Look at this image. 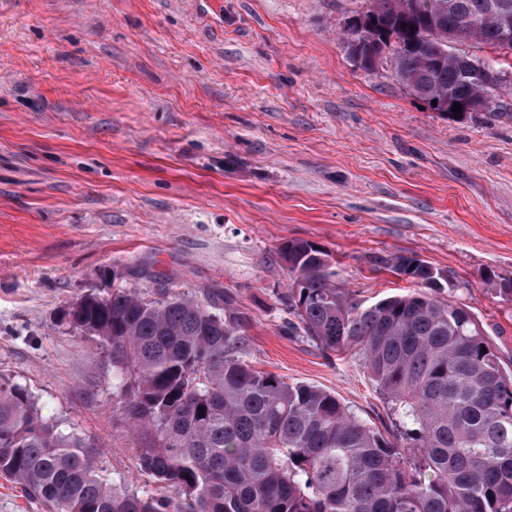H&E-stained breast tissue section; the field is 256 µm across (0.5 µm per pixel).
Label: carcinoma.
<instances>
[{
	"label": "carcinoma",
	"mask_w": 512,
	"mask_h": 512,
	"mask_svg": "<svg viewBox=\"0 0 512 512\" xmlns=\"http://www.w3.org/2000/svg\"><path fill=\"white\" fill-rule=\"evenodd\" d=\"M493 0H372L361 34L381 46L397 82L435 112L492 95L452 42L504 47ZM437 105H432V100ZM288 264L293 327L361 362L394 420L383 435L336 394L289 384L246 359V319L232 295L208 300L114 288L62 310L112 354V385L142 440L152 490L117 489L98 449L42 417L30 389L0 375V474L51 512H512V371L471 312L409 292L362 301L335 286L329 253L295 239ZM392 270L441 290L445 275L415 257Z\"/></svg>",
	"instance_id": "carcinoma-1"
}]
</instances>
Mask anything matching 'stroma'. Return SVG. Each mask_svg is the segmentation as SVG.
I'll use <instances>...</instances> for the list:
<instances>
[{
  "label": "stroma",
  "instance_id": "obj_1",
  "mask_svg": "<svg viewBox=\"0 0 512 512\" xmlns=\"http://www.w3.org/2000/svg\"><path fill=\"white\" fill-rule=\"evenodd\" d=\"M371 0H0V374L43 418L148 488L112 360L57 314L161 280L231 292L252 364L336 393L382 433L365 369L292 325L280 247L323 246L361 300L442 271L512 370V66L489 108L430 110L388 62L361 68L346 22ZM390 267L396 274L404 275L416 283L437 291L442 289L440 280H444L445 275L420 259L408 255L398 256ZM410 267H413V270H410Z\"/></svg>",
  "mask_w": 512,
  "mask_h": 512
}]
</instances>
